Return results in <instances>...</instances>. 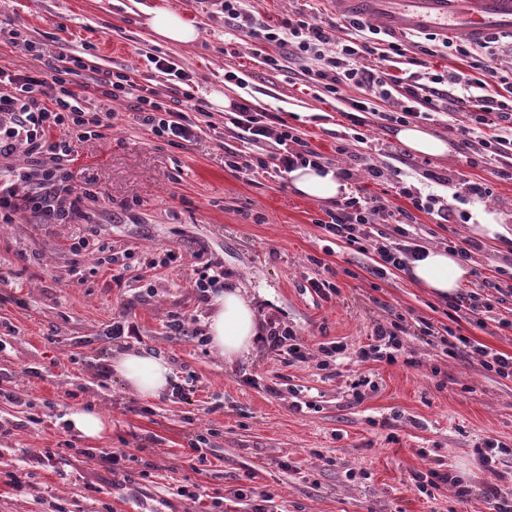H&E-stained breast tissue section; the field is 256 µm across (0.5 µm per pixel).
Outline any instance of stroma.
Listing matches in <instances>:
<instances>
[{
    "label": "stroma",
    "instance_id": "35a3bbf8",
    "mask_svg": "<svg viewBox=\"0 0 512 512\" xmlns=\"http://www.w3.org/2000/svg\"><path fill=\"white\" fill-rule=\"evenodd\" d=\"M254 14L276 22L313 17L336 33L345 15L336 0H246ZM164 7L193 22L189 44L160 41L148 12ZM19 38L0 39V70H38L58 53L84 57L78 81L90 103L116 114L110 132L75 144L70 183L87 190L82 228L93 248L76 256L67 224H44L28 212L0 223V378L16 394L0 401V512H493L484 495L494 485L512 492V452L494 471L480 464L478 447L492 437L512 449V381L486 372L471 352L445 355L423 323L450 328L476 344L512 356V332L492 315L449 320L447 300L414 286L405 272L378 277L374 253L328 241L317 226L329 204L296 194L286 173L260 176L226 168L224 152L241 143L224 134V110L215 96L236 99L225 83L239 70L260 107L280 113L326 159L343 168L336 136L348 121L336 101L321 99L302 81L300 64L268 70L262 59L276 46L248 38L226 47L228 25L220 0H0ZM178 64L208 104L193 114L194 140L171 143L140 123L132 100L111 101L97 81L125 70L167 101L180 82L158 74L150 55ZM446 117L428 131L447 142L442 156L408 151L394 132L371 133V180L353 166L348 187L392 192L403 163L406 180L422 191L451 198L453 187L425 179V171L492 181L493 194L467 206L466 224H438L417 216L412 232L428 248H446L450 236L474 238L483 214H496L512 231V182L494 179L489 165L469 164ZM106 248L117 264H99ZM175 253L168 266L149 270L144 258ZM222 266L225 283L242 288L257 320L274 318L292 330L309 354L292 362L261 343L245 358L224 360L211 346L169 335L170 315L206 325L210 303L200 301L194 272L204 263ZM326 280L335 291H315ZM139 328L140 342L107 339L114 316ZM403 316V358L363 359L360 349L375 326ZM345 349L322 364L320 346ZM147 353L168 362L171 382L192 386L188 400L164 393L143 398L101 367L119 353ZM34 367L38 376L27 375ZM102 410L112 431L79 439L83 448H140L153 464L148 478L112 475L97 460L60 457L47 467L33 461L41 449L71 438L63 418L76 404ZM42 422L28 423L29 414ZM215 430L206 464L191 469L184 452L196 434ZM458 476L469 493L439 484L430 494L417 474ZM194 487L195 497L179 495ZM269 502H262V495Z\"/></svg>",
    "mask_w": 512,
    "mask_h": 512
}]
</instances>
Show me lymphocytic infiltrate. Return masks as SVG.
<instances>
[{
  "instance_id": "obj_1",
  "label": "lymphocytic infiltrate",
  "mask_w": 512,
  "mask_h": 512,
  "mask_svg": "<svg viewBox=\"0 0 512 512\" xmlns=\"http://www.w3.org/2000/svg\"><path fill=\"white\" fill-rule=\"evenodd\" d=\"M222 6L233 30L258 43L278 46V54L265 56V66L279 70L287 59L304 61L306 80L343 106L350 128L339 137L338 154L357 163L364 161L370 127L391 130L434 120L445 111L444 88H459L463 91L459 101L466 106L464 120L456 124L461 147L494 163L496 178L512 180V80L481 60L488 41L460 48V55L471 58L478 71L477 77L467 78L421 64L407 56L400 44L381 43L373 35V26L359 17L349 18L346 36L335 39L313 19L288 18L272 25L246 10L243 0H223ZM367 56L377 57L378 66H364L362 60ZM86 67L79 57L62 62L53 58L41 73L0 78V157H11L19 150L25 155L22 166L0 167L1 224L13 223L21 211L35 214L45 224L81 222L86 195L68 183L67 165L75 154L72 136H102L111 129L113 119L111 110L91 109L85 96L77 92V77ZM102 83L106 97L112 100L135 95L141 123L156 136L173 143L192 138L194 124L189 115L204 106L194 89L183 90L185 104L178 107L160 100L154 89L136 87L122 71L106 73ZM352 88L357 89V96H349ZM224 129L250 146L246 152L225 151L224 165L235 171L263 174L274 168L286 173L324 160L297 127L244 97L236 99L225 113ZM428 178L442 186L454 185L452 203L441 204L437 195L422 194L401 180L395 184V193L405 199V207L355 191L326 210L319 226L347 248L361 251L366 242H373L375 218H382L391 225L392 234L389 242H373L379 258L374 271L383 276L406 270L424 252L408 229L417 213L437 215L443 224H463L467 221L463 204L492 192L491 185L483 181L463 178L452 183L434 172ZM505 294L512 295V282L495 284L490 294L472 289L461 292L449 298L448 306L459 317L490 313Z\"/></svg>"
}]
</instances>
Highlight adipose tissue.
I'll return each instance as SVG.
<instances>
[{
	"label": "adipose tissue",
	"mask_w": 512,
	"mask_h": 512,
	"mask_svg": "<svg viewBox=\"0 0 512 512\" xmlns=\"http://www.w3.org/2000/svg\"><path fill=\"white\" fill-rule=\"evenodd\" d=\"M148 25L166 42L188 44L198 36L193 25L168 9L152 11ZM288 179L295 191L311 199H333L345 190L336 171L326 166L296 168L289 172ZM409 275L418 286L445 297L459 288L468 270L448 250L430 249L423 259L411 263ZM214 306L208 318L212 348L230 361L249 353L260 336L250 300L240 289L228 288L215 297ZM111 370L126 387L143 397H156L169 389L171 369L161 358L152 355H117L111 362Z\"/></svg>",
	"instance_id": "1"
}]
</instances>
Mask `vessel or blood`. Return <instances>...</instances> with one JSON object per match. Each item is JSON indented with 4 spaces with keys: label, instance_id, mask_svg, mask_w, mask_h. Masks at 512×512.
Here are the masks:
<instances>
[{
    "label": "vessel or blood",
    "instance_id": "vessel-or-blood-1",
    "mask_svg": "<svg viewBox=\"0 0 512 512\" xmlns=\"http://www.w3.org/2000/svg\"><path fill=\"white\" fill-rule=\"evenodd\" d=\"M343 11L376 20L386 32L427 31L479 40L512 33V0H339Z\"/></svg>",
    "mask_w": 512,
    "mask_h": 512
}]
</instances>
